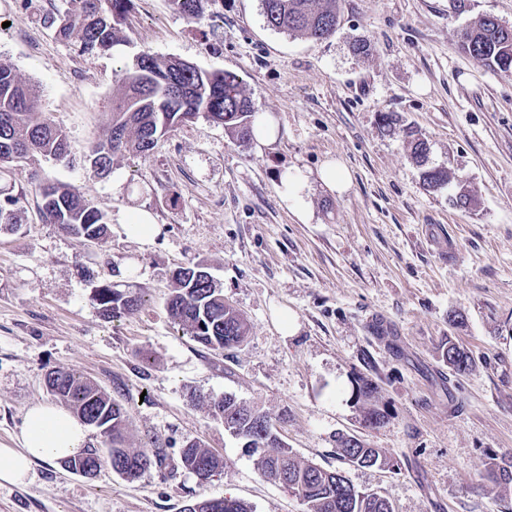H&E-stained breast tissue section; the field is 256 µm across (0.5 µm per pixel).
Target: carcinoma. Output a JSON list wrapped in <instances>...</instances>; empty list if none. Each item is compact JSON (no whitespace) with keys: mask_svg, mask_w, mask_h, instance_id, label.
<instances>
[{"mask_svg":"<svg viewBox=\"0 0 512 512\" xmlns=\"http://www.w3.org/2000/svg\"><path fill=\"white\" fill-rule=\"evenodd\" d=\"M64 12L43 15V23L56 29L64 40L77 35L82 54L105 51L123 42L121 24L131 0H66ZM205 0H171L185 18L203 17ZM267 25L276 31L322 40L333 34L338 23V0H261ZM463 49L503 73H512V27L491 16L477 17L461 34ZM204 114L224 126V131L240 142L250 139L253 110L242 82L229 71H206L173 58L142 53L123 73L112 99V122L106 139L89 154L97 161L95 174L101 178L112 172V157L121 152L147 154L158 136L177 125ZM403 141L413 160L424 165L428 143L416 131L402 129ZM11 160L0 163V180L16 168L44 161H58L69 154L66 132L42 116L33 87L24 82L15 67L0 61V155ZM427 190L449 185L455 176L446 169L427 168L421 172ZM41 218L57 224L83 239L94 238L98 245L110 237L107 215L85 194L65 182L41 188ZM19 199L0 187V227L13 229L20 223ZM453 205L470 209L477 205L473 191L457 181ZM206 265L197 262L171 275L172 288L166 302L174 323L182 326L192 340L211 351L235 348L244 342L249 325L245 317L224 303L223 290L205 274ZM94 298L102 314L115 320L136 310L142 296L121 290L114 283L95 287ZM448 368L465 373L473 369V358L459 344L448 341L442 348ZM48 389L87 425H96L108 441L102 453L91 449L68 458L62 466L87 479L97 477L102 466L125 480H134L162 463L161 453L134 451L126 447V412L123 405L97 385L71 372L55 371L46 379ZM219 409L224 430L238 439L245 450L257 456L262 475L280 483L297 495L305 512H394L391 503L377 492L356 488L341 470H326L294 453L280 438L275 424L261 410L224 395ZM337 453L357 467L385 464L379 449L371 448L358 434L336 436ZM181 467L207 480L223 466V460L200 442L184 447ZM486 480L500 492L512 494V462H492ZM230 506L217 509L215 499L200 498L182 512H252L244 501L223 497Z\"/></svg>","mask_w":512,"mask_h":512,"instance_id":"carcinoma-1","label":"carcinoma"}]
</instances>
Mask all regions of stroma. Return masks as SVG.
Returning a JSON list of instances; mask_svg holds the SVG:
<instances>
[{
    "mask_svg": "<svg viewBox=\"0 0 512 512\" xmlns=\"http://www.w3.org/2000/svg\"><path fill=\"white\" fill-rule=\"evenodd\" d=\"M468 3L459 15L451 0H339L335 33L315 41L270 29L261 0H207L197 23L170 0H131L122 44L83 55L41 21L64 0H0V60L38 87L70 142L65 161L6 179L23 221L0 229V447H14L31 405L52 402L45 378L59 369L125 405L129 447L166 456L133 482L107 466L88 480L36 465L28 484L0 485V512H181L224 496L253 512H305L213 416L210 401L227 393L266 412L297 455L343 470L394 512H512V495L484 477L492 456L512 453V73L460 39L480 15L512 26V0ZM357 41L367 55L353 53ZM142 52L235 72L275 141L241 144L200 116L93 177L86 158ZM384 112L420 130L425 166L382 127ZM329 159L350 172L344 193L318 179ZM426 166L454 171L477 207L426 190ZM287 172L307 180V219L282 199ZM53 181L91 194L107 244L90 249L41 218L40 186ZM139 210L158 226L152 240L127 231ZM200 260L250 323L232 350L204 348L168 316L172 271ZM114 273L145 299L118 322L92 298ZM281 310L296 316V335L282 336ZM451 339L472 354L470 373L444 363ZM361 376L378 387L373 403L355 394ZM372 404L386 412L377 428L364 423ZM340 432L381 449L388 466L348 465ZM191 441L223 456V471L203 482L182 469Z\"/></svg>",
    "mask_w": 512,
    "mask_h": 512,
    "instance_id": "1",
    "label": "stroma"
}]
</instances>
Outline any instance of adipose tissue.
<instances>
[{
	"label": "adipose tissue",
	"instance_id": "obj_1",
	"mask_svg": "<svg viewBox=\"0 0 512 512\" xmlns=\"http://www.w3.org/2000/svg\"><path fill=\"white\" fill-rule=\"evenodd\" d=\"M86 436V426L67 409L46 403L31 406L18 447L0 448V484L26 483L35 464H53L83 452Z\"/></svg>",
	"mask_w": 512,
	"mask_h": 512
}]
</instances>
